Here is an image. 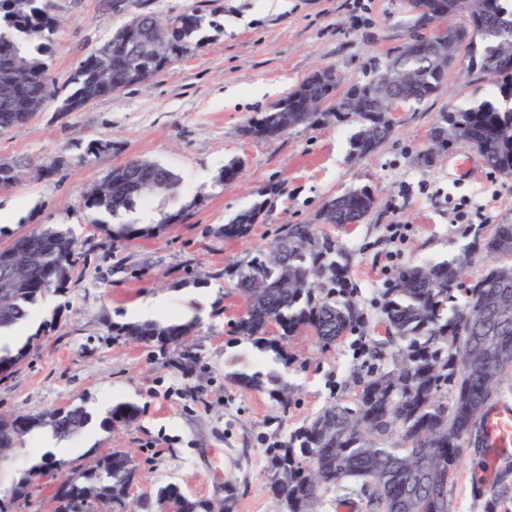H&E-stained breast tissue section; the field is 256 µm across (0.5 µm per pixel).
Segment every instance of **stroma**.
<instances>
[{
	"instance_id": "35a3bbf8",
	"label": "stroma",
	"mask_w": 512,
	"mask_h": 512,
	"mask_svg": "<svg viewBox=\"0 0 512 512\" xmlns=\"http://www.w3.org/2000/svg\"><path fill=\"white\" fill-rule=\"evenodd\" d=\"M59 26L47 57L59 94L95 47L131 15L167 19L186 10L207 23L198 46L179 55L150 83L104 96L79 112L47 103L26 125L0 135V158L33 164L66 159L45 178L25 176L0 190V249L45 224H64L81 261L66 292L33 307L37 335L24 361L0 380V414L38 416L82 407L101 417L117 401L135 403L130 425L49 440L31 431L0 463V504L7 512H51L54 480L33 474L53 452L62 475L92 468L118 449L137 468L132 497L174 483L193 497L236 494L235 512H276L268 463L288 434L325 406L355 390L354 370L366 361L371 329L347 333L321 348L300 332L288 340L289 366L237 336L243 299L227 286L226 270L266 249L289 224L317 223L324 204L359 187L376 198L359 224L330 228L353 255L356 299L368 320L397 267L445 259L512 213V178L487 173L463 144L429 152L444 112L491 95L488 77L459 56L439 88L421 104L401 107L394 131L374 152L353 155L354 117L295 127L268 142L244 127L322 67L341 78L339 93L362 83L372 59L402 45L406 0H51ZM109 142L99 157L89 142ZM159 162L180 178L176 197L159 194L119 216L141 228L132 239L111 238L85 204L90 185L130 159ZM239 174L223 180L225 166ZM263 203L248 237L228 240L224 225ZM212 288L217 296L180 347L132 341L120 328L142 297L168 294L171 317L183 319V296ZM282 371L293 389L288 408L263 388L231 382L233 373ZM512 467L511 455H491L465 442L448 481L450 512H512V498L491 504L492 470ZM28 480L27 494L12 488Z\"/></svg>"
}]
</instances>
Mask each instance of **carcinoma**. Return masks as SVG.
<instances>
[{"label":"carcinoma","instance_id":"carcinoma-1","mask_svg":"<svg viewBox=\"0 0 512 512\" xmlns=\"http://www.w3.org/2000/svg\"><path fill=\"white\" fill-rule=\"evenodd\" d=\"M450 18L464 14L470 26L451 33L446 50L428 32L436 3ZM411 16L407 41L383 62L372 61L367 80L353 86L359 129L350 138L353 152L372 153L393 131L383 106L392 90L390 78L404 77L396 94L402 104H419L433 94L444 71L462 47L479 40L480 69L499 90L501 100L456 107L432 131L444 128L474 148L485 168L512 176V0H407ZM151 16H131L79 63L71 77L73 91L61 100L60 112H78L93 101L125 87L145 84L171 59L140 52L139 30ZM196 10L172 19L165 38L176 54L192 46L202 25ZM57 21L46 0H0V134L30 121L56 99L46 55ZM112 63V83L96 80L103 58ZM338 79L327 69L304 79L288 97L250 122L243 133L275 140L318 116L310 103L335 97ZM24 164L0 166V189L16 185ZM157 175L160 193L176 195L178 176L162 164L130 159L92 185L88 209L112 216L132 210L147 197L135 191L142 178ZM375 199L366 187L329 201L320 224H356L372 210ZM262 215L253 205L224 225V237L247 236ZM320 224H290L270 249L235 263L227 275L243 296L245 308L235 333L260 350H270L288 364L285 342L308 330L324 348L367 323L355 300L349 276L350 254ZM33 255L12 289L9 304L0 306V330L29 318L31 307L49 294L68 288L79 263L73 234L59 224L40 227L18 239ZM486 251L494 263L469 284L465 268L476 252ZM380 323L384 336L369 346L372 363L357 377L351 401L325 407L308 424L289 433L270 459L271 490L282 512H316L331 489L365 481L368 512H449L448 478L459 460L461 445L481 428L492 394L512 379V220L501 219L490 236L476 233L461 253L447 260H422L402 266L382 293ZM279 329L268 336L269 326ZM196 322H144L123 327L124 335L161 347L179 346ZM34 337L16 350L0 347V379L25 358ZM269 395L287 405L280 376L268 374ZM138 416L131 402L112 405L102 426L127 425ZM89 423L81 408L58 416L48 412L0 416V448H15L35 428L73 436ZM134 461L115 450L95 468L63 477L56 486L52 512H98L109 507L124 512L135 482ZM137 512H210L209 500L187 495L176 484L159 487L136 502Z\"/></svg>","mask_w":512,"mask_h":512}]
</instances>
